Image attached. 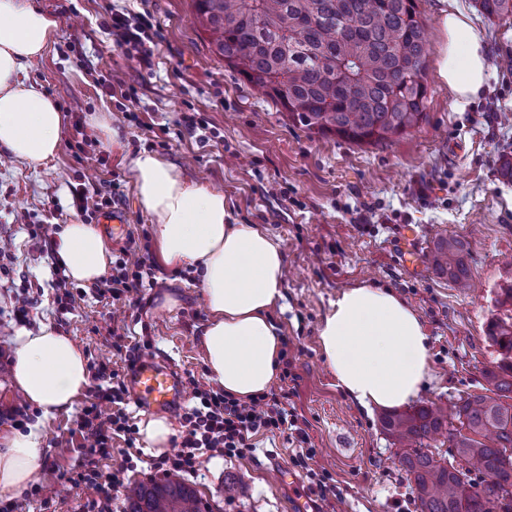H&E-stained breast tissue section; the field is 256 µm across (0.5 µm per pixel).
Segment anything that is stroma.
I'll use <instances>...</instances> for the list:
<instances>
[{"instance_id": "1", "label": "stroma", "mask_w": 512, "mask_h": 512, "mask_svg": "<svg viewBox=\"0 0 512 512\" xmlns=\"http://www.w3.org/2000/svg\"><path fill=\"white\" fill-rule=\"evenodd\" d=\"M60 21L56 42L26 75L55 97L65 116L59 154L34 171L0 161V246L9 255L0 274V433L14 430L18 409L41 432L36 495L13 497L16 512H85L87 491L74 476L82 458L78 421L95 402L87 389L77 409L43 419L25 405L9 380L22 332L49 324L71 336L86 359L125 370L127 350L150 337L179 373L207 381L201 344L207 320L198 276L192 269L160 268L154 287L141 291L137 308L98 294L93 286L52 283L38 224H97L100 212L82 214L76 191L93 201L119 180L128 213L127 238L111 241L119 252L130 241L155 243L156 224L139 204L132 163L144 149L173 162L192 182L223 192L234 219L261 224L285 251L282 328L290 373L284 387L306 422L314 463L327 473L335 496L319 500L321 512H416L399 463L398 447L380 424L381 409L367 410L336 386L317 330L330 301L360 286L396 290L425 322L430 379L420 406L485 394V370L500 363L486 335L491 318L512 315L500 305L512 285V183L499 175V159L512 154V17L487 20L473 0H457L487 48L482 94L461 103L437 74L440 0H419L427 32V120L384 144L358 146L292 125L254 85L225 68L193 14L192 0H40ZM150 22V64L128 57L110 30L114 11ZM104 112L122 131L123 145H105L90 125ZM193 117L195 126L180 132ZM103 155L106 165L95 162ZM440 235L466 243L472 286L460 289L437 276L430 247ZM420 255L418 272L403 252ZM36 299L27 322H16L18 294ZM121 334L113 346V334ZM240 457L204 455L185 481L215 512H290L277 470H292L300 489L308 481L292 457L289 433L257 436Z\"/></svg>"}]
</instances>
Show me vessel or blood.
I'll use <instances>...</instances> for the list:
<instances>
[{"mask_svg": "<svg viewBox=\"0 0 512 512\" xmlns=\"http://www.w3.org/2000/svg\"><path fill=\"white\" fill-rule=\"evenodd\" d=\"M129 391L139 408L153 413L175 412L186 400V390L178 371L165 359H142L130 371ZM278 478L286 488L292 489V512H317L314 500L296 494L297 480L292 472L279 470Z\"/></svg>", "mask_w": 512, "mask_h": 512, "instance_id": "1", "label": "vessel or blood"}]
</instances>
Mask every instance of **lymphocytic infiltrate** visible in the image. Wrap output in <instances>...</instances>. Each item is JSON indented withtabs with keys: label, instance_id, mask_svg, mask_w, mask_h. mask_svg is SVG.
Segmentation results:
<instances>
[{
	"label": "lymphocytic infiltrate",
	"instance_id": "lymphocytic-infiltrate-1",
	"mask_svg": "<svg viewBox=\"0 0 512 512\" xmlns=\"http://www.w3.org/2000/svg\"><path fill=\"white\" fill-rule=\"evenodd\" d=\"M139 249L138 243H131L128 254L113 260L111 277L100 280V287L111 293L113 299L128 297L154 285L156 266L140 256ZM93 377L99 382L97 403L85 409L81 417L80 433L89 446L77 478L92 495L88 503L90 512H100L111 501L113 491L123 487V468L133 458L125 456L123 467L110 472L100 470L98 462L111 457L113 438H122L128 448H135L137 428L126 413L129 400L124 374L101 365ZM186 381L192 388V402L181 416L180 440L173 453L150 460V470L164 476L191 475L206 453L241 456L252 450L251 438L257 433L289 430L295 432L297 442L302 445L294 457L295 464L306 469L320 493L328 492L324 475L310 467L315 453L306 446L308 435L290 408L285 389H273L243 402L225 394L219 386L201 383L195 376H187ZM103 402L111 404L110 414H102L99 405Z\"/></svg>",
	"mask_w": 512,
	"mask_h": 512
}]
</instances>
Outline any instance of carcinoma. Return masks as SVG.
<instances>
[{"label": "carcinoma", "instance_id": "obj_1", "mask_svg": "<svg viewBox=\"0 0 512 512\" xmlns=\"http://www.w3.org/2000/svg\"><path fill=\"white\" fill-rule=\"evenodd\" d=\"M192 2L212 50L293 125L378 145L426 121L427 40L418 0ZM475 7L490 20L512 15V0H475ZM430 262L449 282L468 286L463 240L438 237ZM486 333L502 355L485 372L489 394L381 417L400 444L419 512H512V316L490 320ZM444 429L482 485L426 449ZM125 502L124 512H213L177 476L134 484Z\"/></svg>", "mask_w": 512, "mask_h": 512}]
</instances>
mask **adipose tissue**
<instances>
[{
  "instance_id": "ef3b65f1",
  "label": "adipose tissue",
  "mask_w": 512,
  "mask_h": 512,
  "mask_svg": "<svg viewBox=\"0 0 512 512\" xmlns=\"http://www.w3.org/2000/svg\"><path fill=\"white\" fill-rule=\"evenodd\" d=\"M58 29V20L36 0H0V152L34 171L59 152L64 115L25 72L49 50ZM440 30V78L460 100L476 99L487 79L482 41L466 17L445 7ZM132 182L140 205L156 221L162 264L200 274L209 379L246 402L265 393L282 350L274 317L284 299L280 243L263 225L237 223L223 193L188 181L157 153L139 152ZM57 243L73 280L91 284L106 274L112 256L97 225H65ZM318 341L337 387L361 407L403 406L429 380L426 325L393 289L360 285L343 291L322 317ZM11 379L47 418L72 411L89 385L82 348L49 325L18 336ZM39 446L34 429L0 439V498L28 485Z\"/></svg>"
}]
</instances>
